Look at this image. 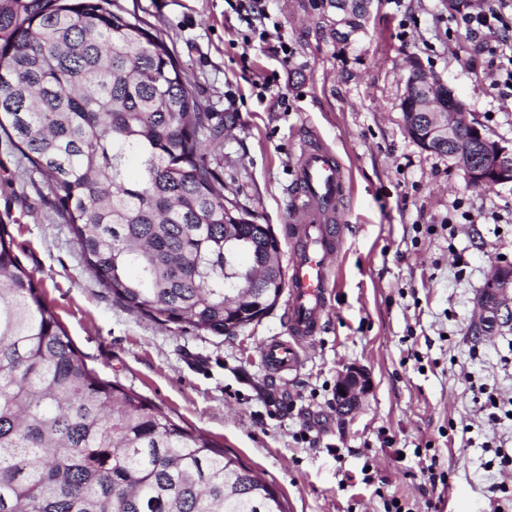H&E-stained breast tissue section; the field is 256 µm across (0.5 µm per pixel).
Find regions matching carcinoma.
Listing matches in <instances>:
<instances>
[{"label": "carcinoma", "instance_id": "obj_1", "mask_svg": "<svg viewBox=\"0 0 512 512\" xmlns=\"http://www.w3.org/2000/svg\"><path fill=\"white\" fill-rule=\"evenodd\" d=\"M0 132L114 300L221 336L276 306L270 225L204 153L224 123L119 0H0ZM0 512H287L222 446L88 368L4 224Z\"/></svg>", "mask_w": 512, "mask_h": 512}]
</instances>
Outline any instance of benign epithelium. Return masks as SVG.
Returning a JSON list of instances; mask_svg holds the SVG:
<instances>
[{"instance_id": "1", "label": "benign epithelium", "mask_w": 512, "mask_h": 512, "mask_svg": "<svg viewBox=\"0 0 512 512\" xmlns=\"http://www.w3.org/2000/svg\"><path fill=\"white\" fill-rule=\"evenodd\" d=\"M371 8L369 0L359 17L354 16L347 5L341 9H326L324 17L330 30L340 34L365 26ZM403 101V129L407 137L426 151L435 144L448 143L449 157L464 170L470 186L512 183V146L488 137L472 118L466 103L439 75L431 74L416 60L409 63ZM508 322L512 323V273L493 265L476 303L473 327L477 334L483 335ZM370 389L369 372L361 366L348 365L336 382V403L341 411L352 414L359 409Z\"/></svg>"}]
</instances>
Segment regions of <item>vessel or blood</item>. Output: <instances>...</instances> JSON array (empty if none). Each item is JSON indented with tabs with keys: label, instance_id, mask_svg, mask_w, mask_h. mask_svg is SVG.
Masks as SVG:
<instances>
[{
	"label": "vessel or blood",
	"instance_id": "obj_1",
	"mask_svg": "<svg viewBox=\"0 0 512 512\" xmlns=\"http://www.w3.org/2000/svg\"><path fill=\"white\" fill-rule=\"evenodd\" d=\"M346 193L341 166L324 145L306 146L297 168L289 238L293 243L288 296V335L263 344L277 376L297 367L303 344L316 339L328 312V286L343 244L339 206Z\"/></svg>",
	"mask_w": 512,
	"mask_h": 512
}]
</instances>
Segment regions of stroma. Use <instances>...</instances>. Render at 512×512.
I'll return each instance as SVG.
<instances>
[{"label": "stroma", "instance_id": "35a3bbf8", "mask_svg": "<svg viewBox=\"0 0 512 512\" xmlns=\"http://www.w3.org/2000/svg\"><path fill=\"white\" fill-rule=\"evenodd\" d=\"M166 42L205 111L235 115L207 159L224 194L282 237L301 147L341 160L343 247L324 331L286 380L262 357L287 336L286 304L231 336L161 324L113 301L86 269L46 179L0 134V222L88 366L187 429L223 445L284 497L288 512H426L423 467L448 487L436 512H512V418L488 425L486 392L512 397V325L473 335L475 301L495 263L512 265V184L468 185L448 157L402 129L410 60L436 71L485 132L512 140V102L490 85L445 0H375L352 45L325 28L318 0H266L294 53L282 68L227 0H119ZM372 387L350 416L336 407L346 365Z\"/></svg>", "mask_w": 512, "mask_h": 512}]
</instances>
